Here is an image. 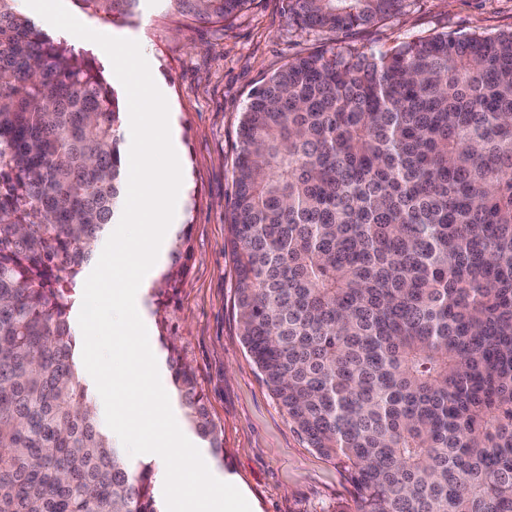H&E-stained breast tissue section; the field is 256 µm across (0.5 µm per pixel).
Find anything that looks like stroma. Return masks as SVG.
<instances>
[{"label": "stroma", "mask_w": 512, "mask_h": 512, "mask_svg": "<svg viewBox=\"0 0 512 512\" xmlns=\"http://www.w3.org/2000/svg\"><path fill=\"white\" fill-rule=\"evenodd\" d=\"M64 5L96 32L137 41L168 102L183 180L172 232L188 233L193 258L175 295L157 293L163 275L158 269L140 301L173 413L185 416L172 392L171 337L174 354L195 370L209 418L222 433L223 458H215L196 432L188 437L211 473L235 485L252 512H338L351 505L346 472L309 448L289 424L240 335L228 212L241 114L250 91L287 60L330 49L370 55L441 33L510 31L512 0H406L401 12L349 32L300 28L288 0H248L221 23L181 17L165 0H142L138 15L109 21L82 10L76 0ZM37 24L123 92L97 44L75 40L42 18Z\"/></svg>", "instance_id": "1"}]
</instances>
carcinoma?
<instances>
[{
    "instance_id": "carcinoma-1",
    "label": "carcinoma",
    "mask_w": 512,
    "mask_h": 512,
    "mask_svg": "<svg viewBox=\"0 0 512 512\" xmlns=\"http://www.w3.org/2000/svg\"><path fill=\"white\" fill-rule=\"evenodd\" d=\"M0 0V512H160L91 405L71 293L125 193V106ZM110 20L141 0H78ZM220 21L247 0H167ZM404 0H289L348 31ZM238 327L351 512H512V31L285 62L242 112L230 203ZM163 275L191 258L178 236ZM215 456L194 369L170 358Z\"/></svg>"
}]
</instances>
